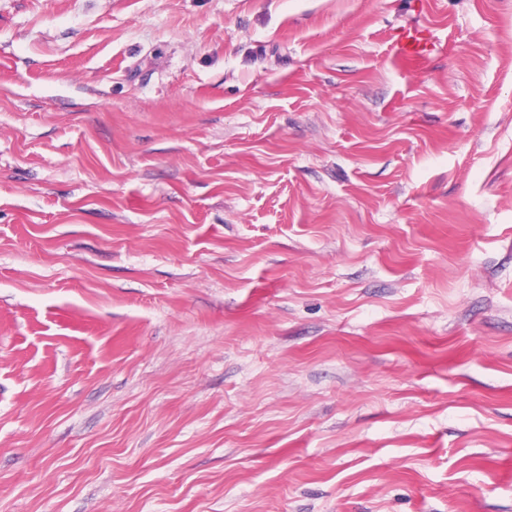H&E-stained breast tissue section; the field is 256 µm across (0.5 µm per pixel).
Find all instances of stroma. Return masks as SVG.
<instances>
[{
	"label": "stroma",
	"mask_w": 512,
	"mask_h": 512,
	"mask_svg": "<svg viewBox=\"0 0 512 512\" xmlns=\"http://www.w3.org/2000/svg\"><path fill=\"white\" fill-rule=\"evenodd\" d=\"M510 461L512 0H0V512H512ZM433 47L429 32L418 26L402 28L396 33L397 55L408 61L426 59Z\"/></svg>",
	"instance_id": "1"
}]
</instances>
